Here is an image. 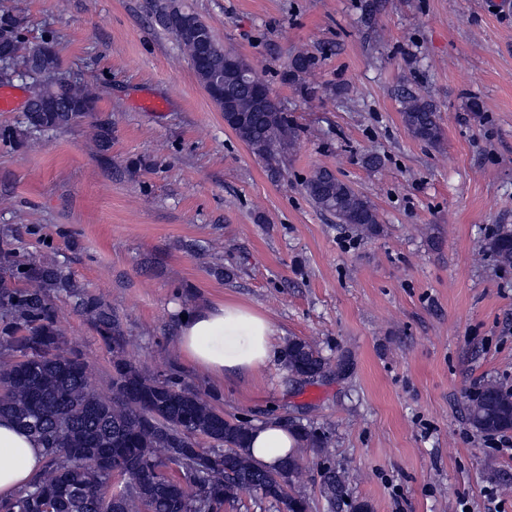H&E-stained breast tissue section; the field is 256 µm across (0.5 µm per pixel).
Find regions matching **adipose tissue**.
I'll list each match as a JSON object with an SVG mask.
<instances>
[{
    "mask_svg": "<svg viewBox=\"0 0 512 512\" xmlns=\"http://www.w3.org/2000/svg\"><path fill=\"white\" fill-rule=\"evenodd\" d=\"M239 334L241 341L224 345L223 335ZM276 328L263 313L234 301L206 305L180 322L177 345L184 359L216 379L247 376L272 357ZM297 445L284 423L270 420L259 426L251 442L253 458L275 468ZM44 466L41 443L10 419H0V499L12 498Z\"/></svg>",
    "mask_w": 512,
    "mask_h": 512,
    "instance_id": "obj_1",
    "label": "adipose tissue"
}]
</instances>
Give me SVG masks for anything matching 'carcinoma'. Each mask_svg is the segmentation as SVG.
Wrapping results in <instances>:
<instances>
[{"label": "carcinoma", "mask_w": 512, "mask_h": 512, "mask_svg": "<svg viewBox=\"0 0 512 512\" xmlns=\"http://www.w3.org/2000/svg\"><path fill=\"white\" fill-rule=\"evenodd\" d=\"M152 16L173 34L188 57L201 85L224 70V46L211 27L182 0H153ZM0 24L14 37L0 42L17 67L29 71L40 94L24 113L20 130L4 129L0 138L16 145L36 140L49 131L67 129L80 121L96 120L98 146L112 143V123L97 118V97L87 86L65 80L58 57L27 49L19 35L20 21L0 15ZM318 58L308 51L290 60L288 79L312 73ZM243 64L233 100L240 121L232 125L236 137L265 165L276 169L294 149L297 127L272 97L259 99ZM402 121L416 139L431 146L443 131L437 106L414 94L404 96ZM303 189L322 212L338 224L373 233L379 214L368 197L321 168L303 182ZM499 266L512 268V227L502 226L489 242ZM62 290L75 306L91 316L100 335L122 352L125 338L116 319L97 297L79 293L58 267L38 256L23 259L0 251V417H7L45 450L42 471L0 512H220L251 487H261L260 500L281 505L285 512H310L308 498L294 491L302 479L303 453L328 457L329 440L296 424L297 451L277 469L269 470L248 451L256 425L246 419H227L207 398L176 377L148 375L123 359L113 360L112 395L89 385L88 365L66 348L57 326L50 292ZM288 371L308 380L344 363L331 361L316 345L293 340L286 348ZM472 427L485 436L512 432V387L485 382L467 404ZM204 436L213 447L204 448ZM86 452L106 459L98 465L83 461ZM346 473L332 467L320 476L322 498L331 509L344 502Z\"/></svg>", "instance_id": "obj_1"}]
</instances>
